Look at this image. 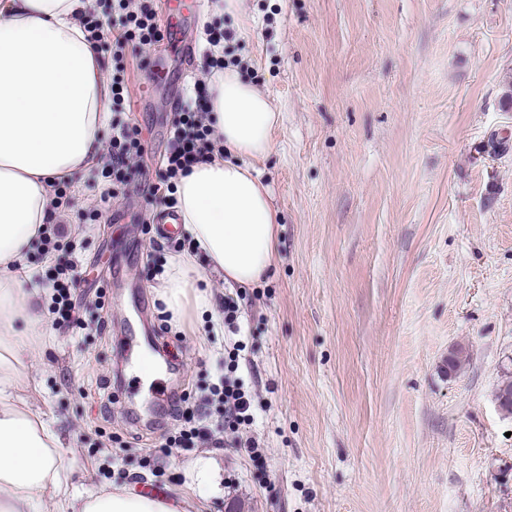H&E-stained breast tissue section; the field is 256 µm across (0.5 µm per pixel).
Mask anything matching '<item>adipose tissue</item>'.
Returning a JSON list of instances; mask_svg holds the SVG:
<instances>
[{"mask_svg": "<svg viewBox=\"0 0 512 512\" xmlns=\"http://www.w3.org/2000/svg\"><path fill=\"white\" fill-rule=\"evenodd\" d=\"M94 0H0V512H186V499L104 490L83 498L64 475L61 439L23 390L47 319L25 260L50 218L48 187L97 165L112 117L111 80L82 26ZM221 156L177 187L198 254L173 258L156 292L174 316L211 310L210 274L256 286L277 260L279 214L250 165L281 116L229 66L211 78Z\"/></svg>", "mask_w": 512, "mask_h": 512, "instance_id": "obj_1", "label": "adipose tissue"}]
</instances>
